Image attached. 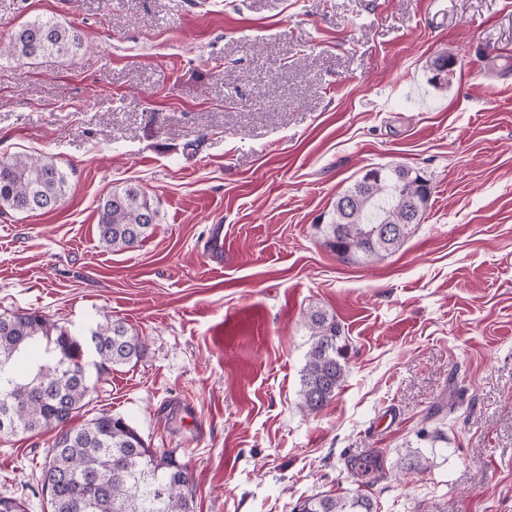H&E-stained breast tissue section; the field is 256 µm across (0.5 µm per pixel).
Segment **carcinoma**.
<instances>
[{
  "label": "carcinoma",
  "mask_w": 512,
  "mask_h": 512,
  "mask_svg": "<svg viewBox=\"0 0 512 512\" xmlns=\"http://www.w3.org/2000/svg\"><path fill=\"white\" fill-rule=\"evenodd\" d=\"M79 31L52 18L35 19L0 36V57L16 61L75 56ZM432 79L448 80L438 61ZM66 172L49 157L17 154L0 159V209L51 212L66 195ZM430 180L403 165L371 167L336 199L317 225L323 245L347 261L372 263L398 250L421 223ZM159 209L136 185L114 186L98 205L102 246L131 250L157 224ZM310 346L300 379L301 412L324 409L342 386L348 341L336 316L320 307L304 313ZM144 343L120 321L99 323L82 337L36 312L0 315V407L12 406L9 433L57 430L42 469L51 512H194L193 476L172 454L145 445L121 417L102 414L83 425L71 416L88 404L89 365L98 370L140 358ZM296 512H374L372 499L355 492L305 497Z\"/></svg>",
  "instance_id": "obj_1"
}]
</instances>
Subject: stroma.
<instances>
[{
    "instance_id": "stroma-1",
    "label": "stroma",
    "mask_w": 512,
    "mask_h": 512,
    "mask_svg": "<svg viewBox=\"0 0 512 512\" xmlns=\"http://www.w3.org/2000/svg\"><path fill=\"white\" fill-rule=\"evenodd\" d=\"M42 16L83 45L0 59V158L52 157L69 188L53 212H0V315L145 342L92 377L76 423L120 416L173 453L194 512L355 490L377 512H512V0H0V33ZM388 164L430 179L423 221L381 261L340 259L320 214ZM123 183L159 222L114 252L97 205ZM313 306L348 372L307 416ZM54 436L0 435V496L49 512ZM411 451L426 472L406 474Z\"/></svg>"
}]
</instances>
